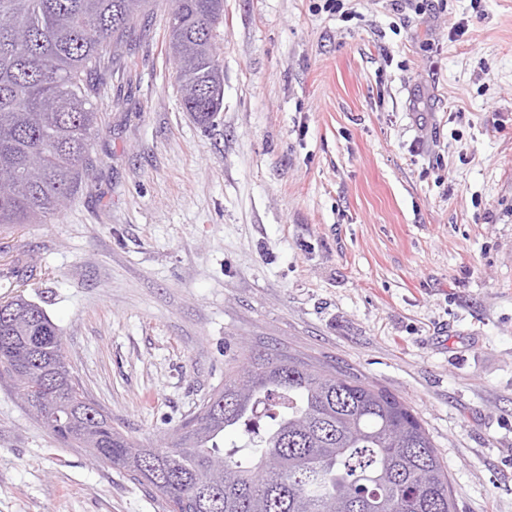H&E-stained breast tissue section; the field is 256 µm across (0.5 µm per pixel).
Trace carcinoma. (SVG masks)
Listing matches in <instances>:
<instances>
[{"label":"carcinoma","instance_id":"carcinoma-1","mask_svg":"<svg viewBox=\"0 0 512 512\" xmlns=\"http://www.w3.org/2000/svg\"><path fill=\"white\" fill-rule=\"evenodd\" d=\"M150 0H0V225L44 224L88 169L93 75ZM224 0H171L168 54L202 126L224 103ZM65 445L127 471L165 512H458L448 471L406 400L350 368L243 355L181 432L147 448L112 427L43 309L0 303V382Z\"/></svg>","mask_w":512,"mask_h":512}]
</instances>
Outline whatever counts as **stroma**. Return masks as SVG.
<instances>
[{"label": "stroma", "mask_w": 512, "mask_h": 512, "mask_svg": "<svg viewBox=\"0 0 512 512\" xmlns=\"http://www.w3.org/2000/svg\"><path fill=\"white\" fill-rule=\"evenodd\" d=\"M170 0L94 77L86 176L0 226V301L41 306L147 446L242 351L353 369L430 433L458 512H512V0H224V105L182 107ZM0 512H165L0 383Z\"/></svg>", "instance_id": "35a3bbf8"}]
</instances>
